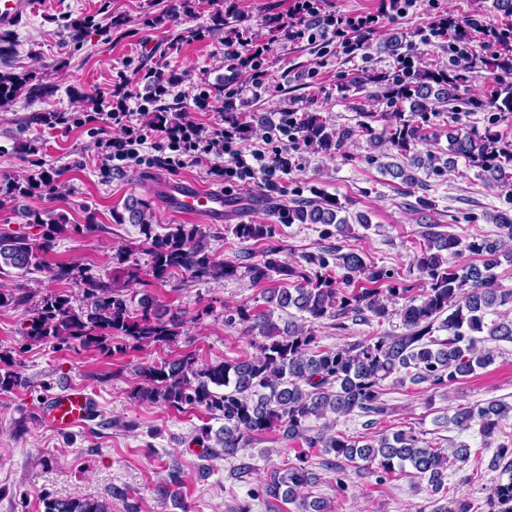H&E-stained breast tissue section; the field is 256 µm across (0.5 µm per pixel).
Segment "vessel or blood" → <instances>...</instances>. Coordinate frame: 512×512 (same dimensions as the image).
Listing matches in <instances>:
<instances>
[{
    "instance_id": "obj_1",
    "label": "vessel or blood",
    "mask_w": 512,
    "mask_h": 512,
    "mask_svg": "<svg viewBox=\"0 0 512 512\" xmlns=\"http://www.w3.org/2000/svg\"><path fill=\"white\" fill-rule=\"evenodd\" d=\"M30 7L31 0H0V25L14 24ZM151 190L166 208L176 214L199 217L210 224L224 220L227 200L221 191L191 182L173 183L165 179L155 181ZM94 413L93 397L76 387L47 398L36 411L40 419L51 422L62 432L87 425Z\"/></svg>"
}]
</instances>
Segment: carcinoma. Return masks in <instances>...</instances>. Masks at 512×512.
I'll return each mask as SVG.
<instances>
[{"mask_svg": "<svg viewBox=\"0 0 512 512\" xmlns=\"http://www.w3.org/2000/svg\"><path fill=\"white\" fill-rule=\"evenodd\" d=\"M233 18V9H217L204 28L187 29L177 40L189 42L203 32H221L230 27ZM475 69L491 73L492 85L474 104L512 112V54L502 53L484 40L479 51L446 72L427 69L412 81L387 86L383 94L386 109L362 113V132L375 148L386 142L402 157L416 151L431 138L428 113L434 103H456L460 87ZM24 88L35 98L50 93L47 86L30 85L24 78L0 73V105L12 102ZM406 102L410 103L408 112L404 110ZM375 123L381 124V129L374 128ZM296 130L308 148L325 153L341 149L353 135V131L337 130L319 113L309 111L299 115ZM448 154L464 159L493 184L512 186V143L503 140L493 127L482 133L458 130L449 134ZM38 186L34 179L24 177L0 185V194L24 197ZM339 209L335 199L320 196L284 206L277 214L283 224H321L345 234L350 227L346 219L338 217ZM30 217L32 223L43 227L42 241L35 244L23 236L0 234V274L8 268L19 275L43 269L55 281L79 280L85 285L82 304L77 306L65 291L40 296L26 332L27 338L37 342L67 345L77 341L103 353L111 351L114 343L138 349L174 343L183 335L184 322L176 314L161 311L147 294L138 301L139 309L132 310L134 291L128 285L146 275L164 283L176 272L198 280L238 276V265L217 259L209 249L201 225L176 224L158 235L150 207L138 199L127 201L124 211L114 212L112 219L139 227L148 245L149 269L129 261L121 247L114 255L118 274L112 284L82 275L79 267L69 262L45 263L43 254L53 248L56 236L65 233L67 225L50 211L34 210ZM489 220L498 229L492 241L426 232L415 255V268L425 280V287L419 290L401 281L397 271L377 265L355 248L336 253L333 263L329 261L331 252L322 249L288 267L271 257L252 264L247 275L254 284L271 280L273 272L282 276L280 285L267 289L268 302L275 304V309H296L300 320L290 315L281 328L274 321V309L261 311L241 305L226 322H238L247 335L261 337L254 342L255 354L202 367L190 356L142 366L143 384L132 390L133 398L176 411L192 406L222 420L218 429L206 423L194 436L207 458L236 459L260 435L284 428V436L300 443L302 449L296 452L295 464L271 470L263 488L269 499L296 504L297 512H327L325 502L311 503L300 496L313 479L309 463L314 452L326 455L322 465L338 472L344 471L345 461L359 473L383 476L409 466L432 493L446 495L448 468L461 469L468 464L469 444L461 441L441 448L411 430L400 429L385 430L359 445L335 427L340 417L386 416L388 408L382 396L389 379L399 385L410 379L433 390L449 388L493 363L486 343L512 342V319L501 311L512 306V290L498 287L494 273L499 256L512 261V251L505 250L506 243L512 241V212L498 210ZM231 232L243 241H263L271 235V226L234 224ZM464 251L484 257L483 264L450 260ZM336 268L342 273L336 274ZM29 301V292L23 288L0 292V307ZM398 302V309H390ZM394 313L400 317L399 333H377L336 347L320 345L315 333L314 324L327 318L342 329L349 318H375L380 324ZM439 331L448 336H436ZM23 385L19 372L0 373L1 394ZM509 419L512 404L501 401L459 405L448 417V423L461 432L477 429L484 447H496L491 467L500 471V479L489 489L488 512H512V441L497 442L503 422ZM44 512H112V505L98 497L54 498L44 503Z\"/></svg>", "mask_w": 512, "mask_h": 512, "instance_id": "carcinoma-1", "label": "carcinoma"}]
</instances>
